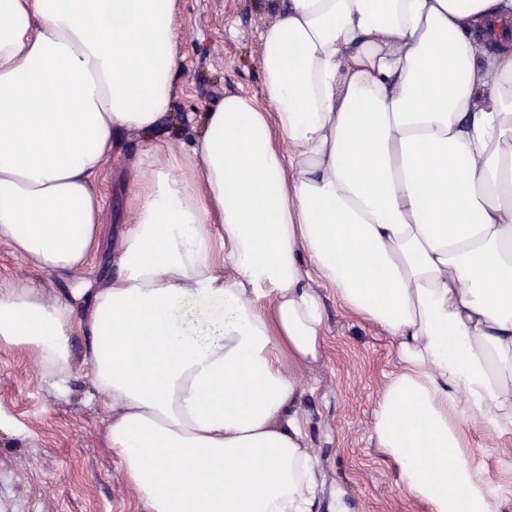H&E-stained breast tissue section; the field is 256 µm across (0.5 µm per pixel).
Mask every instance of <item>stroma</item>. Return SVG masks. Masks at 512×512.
Here are the masks:
<instances>
[{
    "instance_id": "35a3bbf8",
    "label": "stroma",
    "mask_w": 512,
    "mask_h": 512,
    "mask_svg": "<svg viewBox=\"0 0 512 512\" xmlns=\"http://www.w3.org/2000/svg\"><path fill=\"white\" fill-rule=\"evenodd\" d=\"M177 18L182 72L172 112L159 138H196V118L225 93L266 99L261 87V29L274 17L269 0H180ZM142 144L123 137L121 157L102 170L103 231L84 275L111 276L112 259L135 216L126 157ZM33 285L59 295L54 275L16 258L0 243V284ZM325 355L294 370L303 395L307 444L317 459L319 491L313 512H428L400 486L397 466L371 440L380 391L396 366L392 341L379 326L351 313L334 292H321ZM102 412L88 367H79L67 391L41 378L32 357L0 349V512H146L102 446ZM469 453L512 496V435L475 426Z\"/></svg>"
}]
</instances>
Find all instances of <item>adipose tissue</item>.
Returning a JSON list of instances; mask_svg holds the SVG:
<instances>
[{"mask_svg":"<svg viewBox=\"0 0 512 512\" xmlns=\"http://www.w3.org/2000/svg\"><path fill=\"white\" fill-rule=\"evenodd\" d=\"M271 110L228 94L157 139L177 0H0V241L80 272L122 137L135 225L109 280L0 289V347L65 388L147 512H312L287 366L324 352L319 289L393 341L371 439L430 512H512L467 451L512 433V0H276ZM163 166L144 171L145 159ZM87 336L76 360L72 333Z\"/></svg>","mask_w":512,"mask_h":512,"instance_id":"adipose-tissue-1","label":"adipose tissue"}]
</instances>
